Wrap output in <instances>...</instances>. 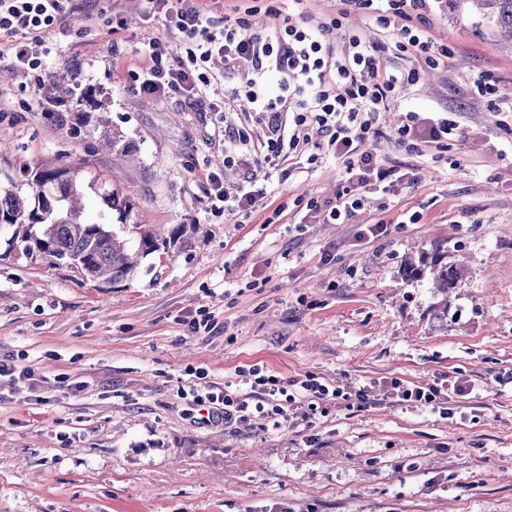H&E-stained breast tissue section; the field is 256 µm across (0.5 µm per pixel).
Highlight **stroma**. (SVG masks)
I'll return each mask as SVG.
<instances>
[{
	"label": "stroma",
	"mask_w": 512,
	"mask_h": 512,
	"mask_svg": "<svg viewBox=\"0 0 512 512\" xmlns=\"http://www.w3.org/2000/svg\"><path fill=\"white\" fill-rule=\"evenodd\" d=\"M83 36L47 35L46 77L0 66V177L23 165L78 167L133 202L127 224L192 225L190 248H160L132 281L98 287L68 266L34 261L0 235V358L24 357L43 383L0 378V512H512V43L472 10L432 0L435 68L393 50V29L339 0H309L305 17L388 44V67L419 68L397 87L373 151L414 172L375 189L354 223L326 224L303 205L335 198L342 160L319 150L259 165L268 138L244 106L245 70L207 63L199 96L147 100L129 71L164 37L147 0H75ZM268 30L288 0H205L223 25L233 6ZM125 26L112 34L108 19ZM496 85L500 99L473 96ZM450 113L462 133L445 151L398 142L409 115ZM246 129L241 161L224 152ZM262 190L252 209H225L212 190ZM415 213L418 223H405ZM387 235L355 238L378 219ZM448 245L463 279L447 327L433 322L429 277L405 279L406 258ZM208 314L211 330L191 321ZM255 364L310 373L351 391L375 383L366 411L332 407L312 427L263 417L224 423L189 395L245 387ZM204 377H197L196 368ZM471 380L454 417L391 402L383 380Z\"/></svg>",
	"instance_id": "stroma-1"
}]
</instances>
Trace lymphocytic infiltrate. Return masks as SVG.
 <instances>
[{
    "label": "lymphocytic infiltrate",
    "mask_w": 512,
    "mask_h": 512,
    "mask_svg": "<svg viewBox=\"0 0 512 512\" xmlns=\"http://www.w3.org/2000/svg\"><path fill=\"white\" fill-rule=\"evenodd\" d=\"M148 2L163 12L167 36L150 41L145 49L147 66L129 74L144 98H194L200 92V83L207 80L199 71L200 64L216 56L223 57L229 70L248 64L251 76L244 97L270 133L268 153L278 156L305 152L313 133L319 132L327 136L334 154L343 160L346 180L335 200L323 205L324 219L330 224L349 223L363 207L365 190L397 175V168L381 163L369 141L377 136V116L386 110L396 87L416 83L417 71L388 70L381 48L358 35L334 46L323 24L297 27L283 17L273 29L255 32L245 18L239 17L225 20L219 28L208 22L201 0ZM428 2L341 0L345 9L372 11L376 24L381 26H390L391 15L397 13L415 16V24L396 31L394 46L425 58L435 67L447 57L448 48L436 45L427 33ZM72 12V0H0V36L12 39L7 49H0V60L7 58L25 71L41 73L37 47L43 34L54 32ZM175 40L188 45L186 56L174 55L171 43ZM272 76L288 94L287 107H280L264 90ZM460 133L459 123L446 117L421 129L404 126L398 140L417 152L428 143L446 148L449 139ZM247 383L246 392H209L196 396L195 401L211 405L213 414L223 415L228 422L244 421L255 413L277 427L310 419L322 402L348 400L360 410L376 403L370 387L364 385L347 393L312 374L281 378L257 364L249 368ZM387 388L391 397L431 408L444 418L453 414V397L472 390L466 381L410 385L397 378Z\"/></svg>",
    "instance_id": "f902f5d3"
}]
</instances>
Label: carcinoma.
<instances>
[{
  "instance_id": "obj_1",
  "label": "carcinoma",
  "mask_w": 512,
  "mask_h": 512,
  "mask_svg": "<svg viewBox=\"0 0 512 512\" xmlns=\"http://www.w3.org/2000/svg\"><path fill=\"white\" fill-rule=\"evenodd\" d=\"M468 4L490 20L499 34L512 41V0H448ZM32 193H22L12 181L0 184V225L12 231V239L25 244V252L47 266L68 264L85 278L110 288L133 278L142 259L160 247L187 248L191 241L186 225L179 224L163 233L143 224L135 225L136 239L124 238L112 224L111 211L126 217L132 203L115 189L100 191L86 185L79 171L71 166H43L29 175ZM94 191L104 209L92 219L85 218L82 199ZM429 271L436 301L431 306L432 320L448 325V295L459 287L463 273L448 263V247L438 245L418 260L405 262L403 275L416 279Z\"/></svg>"
}]
</instances>
